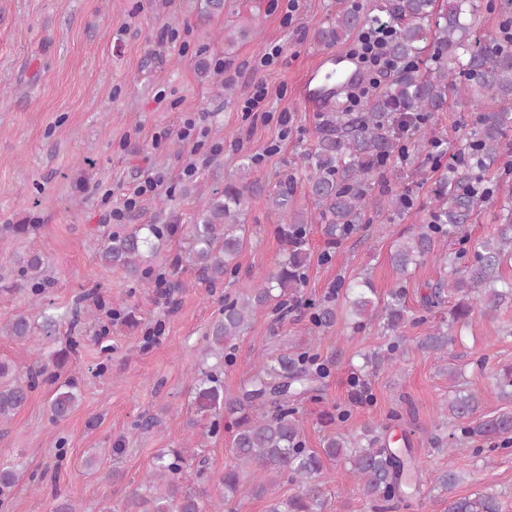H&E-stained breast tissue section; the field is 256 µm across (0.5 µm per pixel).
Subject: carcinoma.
I'll return each mask as SVG.
<instances>
[{"mask_svg":"<svg viewBox=\"0 0 512 512\" xmlns=\"http://www.w3.org/2000/svg\"><path fill=\"white\" fill-rule=\"evenodd\" d=\"M476 0H376L375 13L362 14L344 6L314 30L316 40L333 46L365 28L390 30L385 51L395 62L392 73L360 112L340 109L323 116L316 140L302 163L308 173L307 191L316 210L321 233L329 245L357 234L366 223L375 185L395 173V161L415 163L426 144L434 142L429 120L448 107L456 97L481 106L472 127L464 129L461 151L468 161L461 166L437 169L435 203L428 222L415 224L395 241L390 263L399 281L385 297L374 296L366 277L346 285L348 315L353 328L372 322L394 337L379 360L393 364L402 353L400 336L408 320L402 282L426 259L432 257L448 276L424 297L435 306L444 290L458 292L464 299L450 311L448 327H438L419 340L420 349L442 352L456 340L454 325L465 323L474 312L497 310L512 299V281L504 280L502 265L512 261V189L502 205L496 233L473 240L468 224L483 204L494 202L486 172L503 154V141L512 129V46L495 32L476 36ZM436 51L422 59L427 43ZM253 160L246 157L238 179L201 194V206L193 224H139L128 232H115L104 241L100 261L119 268L134 280L149 285L154 280L151 258L175 236L186 243L170 265V287H179L176 277L186 271L197 282L212 287L233 277L239 270L238 257L248 242L240 215L248 195L262 190L254 176ZM294 186L280 182L268 195L271 208L280 214L275 234L282 244V259L256 284L224 298L221 316L206 334L205 357L218 362L231 359L236 341L249 326L252 315L267 308L281 320L300 306L288 296L304 282L308 258L309 224L292 210ZM399 214L413 206L409 192L384 191L375 201ZM451 236L462 244L455 253L436 251L440 239ZM18 277L39 286L50 279L41 255L18 261ZM313 329L324 332L336 324V306L330 299L310 304ZM34 321L17 315L0 325V333L18 341L33 335ZM74 348L69 340L52 352V366L62 369ZM327 366L308 351L261 359L252 375L234 394L224 392L219 366L199 367L192 378L195 417L190 427L201 436H213L219 428L230 433L233 462L225 467L216 485L223 493L219 501L209 497L206 460L190 453L191 445L160 452L146 472L143 483L129 493L121 512H235L232 505L246 497H268L266 512H325L321 491L325 463L344 461L360 483L364 496L376 512H385L396 500L410 501L420 492L419 468L410 448L387 446L388 427L373 424L359 434L338 429L325 436L319 449L307 447L299 416V402L322 391ZM46 366L37 364L25 371L0 361V424L26 404ZM495 387L503 397L512 396V366L495 375ZM77 384L69 378L55 389L49 408L54 420L68 417L77 406ZM482 398L478 390L455 392L448 402L451 418L464 422L452 436V446L468 447L481 438L512 444V413L479 417ZM247 468L269 475V486L251 487L243 481ZM298 486L287 498L268 496L280 480ZM19 481L18 469L0 463V503ZM460 477L453 472L435 478L433 489L448 496L447 512H500L501 501L492 491L456 497L452 492Z\"/></svg>","mask_w":512,"mask_h":512,"instance_id":"1","label":"carcinoma"}]
</instances>
